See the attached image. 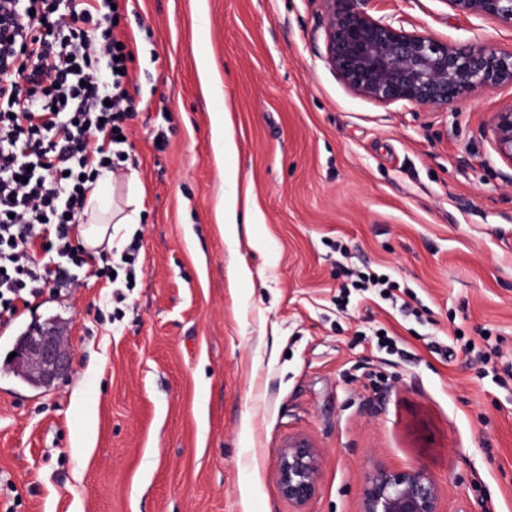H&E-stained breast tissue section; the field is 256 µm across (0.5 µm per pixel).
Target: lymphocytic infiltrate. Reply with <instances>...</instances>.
I'll return each mask as SVG.
<instances>
[{"label":"lymphocytic infiltrate","mask_w":512,"mask_h":512,"mask_svg":"<svg viewBox=\"0 0 512 512\" xmlns=\"http://www.w3.org/2000/svg\"><path fill=\"white\" fill-rule=\"evenodd\" d=\"M99 0H0V315L79 282L112 258L78 239L89 191L119 173L137 87Z\"/></svg>","instance_id":"obj_1"}]
</instances>
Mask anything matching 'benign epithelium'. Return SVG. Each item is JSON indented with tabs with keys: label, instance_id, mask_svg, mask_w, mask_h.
Wrapping results in <instances>:
<instances>
[{
	"label": "benign epithelium",
	"instance_id": "7a95c632",
	"mask_svg": "<svg viewBox=\"0 0 512 512\" xmlns=\"http://www.w3.org/2000/svg\"><path fill=\"white\" fill-rule=\"evenodd\" d=\"M327 66L355 95L381 105L444 110L479 90L512 85V52L476 43L460 47L429 34L375 19L362 0H324ZM455 12L490 17L512 28V0H441ZM489 131L495 152L512 163V104L493 114ZM73 353L63 329L39 326L20 340L16 371L37 387L49 388L72 368ZM318 454L295 439L281 450L276 480L282 495L300 509L314 496ZM365 512H438L437 489L421 470H380L368 478Z\"/></svg>",
	"mask_w": 512,
	"mask_h": 512
}]
</instances>
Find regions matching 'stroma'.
Instances as JSON below:
<instances>
[{"label":"stroma","instance_id":"stroma-1","mask_svg":"<svg viewBox=\"0 0 512 512\" xmlns=\"http://www.w3.org/2000/svg\"><path fill=\"white\" fill-rule=\"evenodd\" d=\"M363 8L512 51L511 28L443 0ZM327 16L326 0L122 11L140 94L106 188L118 205L138 192L112 244L140 238L135 285L116 322L111 285L86 276L0 326V512H294L276 467L295 437L320 453L305 512H363L381 468L424 470L439 512H512V164L488 133L512 85L439 111L378 105L324 62ZM233 189L252 216L234 241L216 217ZM349 269L389 274L395 301L338 307ZM52 319L73 368L37 390L10 355ZM212 127L216 154L223 158L226 153L233 149L228 112H216L213 116Z\"/></svg>","mask_w":512,"mask_h":512}]
</instances>
